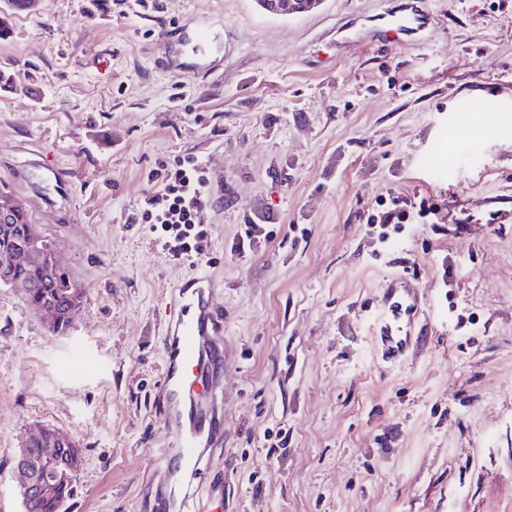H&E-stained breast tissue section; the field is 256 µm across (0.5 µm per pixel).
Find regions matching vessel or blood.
Returning <instances> with one entry per match:
<instances>
[{
    "mask_svg": "<svg viewBox=\"0 0 512 512\" xmlns=\"http://www.w3.org/2000/svg\"><path fill=\"white\" fill-rule=\"evenodd\" d=\"M423 0H399L365 26L379 36L420 40L431 16ZM218 282L201 272L171 290L160 366L159 414L167 445L160 481V512H187L203 489L212 453L224 445V311L215 302ZM378 331L382 359L402 355L410 342L406 323L415 307L407 289L389 285Z\"/></svg>",
    "mask_w": 512,
    "mask_h": 512,
    "instance_id": "1",
    "label": "vessel or blood"
}]
</instances>
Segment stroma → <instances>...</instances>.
Wrapping results in <instances>:
<instances>
[{
  "mask_svg": "<svg viewBox=\"0 0 512 512\" xmlns=\"http://www.w3.org/2000/svg\"><path fill=\"white\" fill-rule=\"evenodd\" d=\"M394 2L38 0L21 19L0 0V188L82 292L58 334L0 286V512H22L12 464L41 428L80 448L69 512H153L164 295L203 271L224 280L231 359L212 507L512 512V0H429L423 43L337 40ZM192 20L216 34L205 51ZM465 109L487 125L466 157ZM186 154L215 202L203 255L175 261L139 216ZM394 196L437 210L384 243L367 218ZM257 220L271 239L231 256ZM394 279L424 337L383 373ZM267 429L287 433L273 457ZM265 10L274 15L300 14L312 10L321 0H260Z\"/></svg>",
  "mask_w": 512,
  "mask_h": 512,
  "instance_id": "stroma-1",
  "label": "stroma"
}]
</instances>
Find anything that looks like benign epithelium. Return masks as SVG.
Returning <instances> with one entry per match:
<instances>
[{
	"label": "benign epithelium",
	"instance_id": "obj_1",
	"mask_svg": "<svg viewBox=\"0 0 512 512\" xmlns=\"http://www.w3.org/2000/svg\"><path fill=\"white\" fill-rule=\"evenodd\" d=\"M319 0H262L265 10L274 15L300 14L312 10ZM22 210L21 204L9 193L0 191V228L6 230L15 223ZM57 262L52 245L36 230L35 225L27 227L26 233L13 240L12 245L0 252V285H7L19 292L25 291L30 284L19 276L25 268L50 266ZM69 300L62 306L47 304L41 313L50 318V327L58 330L65 321H73L81 310V290L74 284H68ZM75 441L68 435L54 431L49 449L38 460L30 459L24 449H19L13 461V476L17 489L23 495H46L50 491L48 474L57 468L60 457L72 452Z\"/></svg>",
	"mask_w": 512,
	"mask_h": 512
}]
</instances>
